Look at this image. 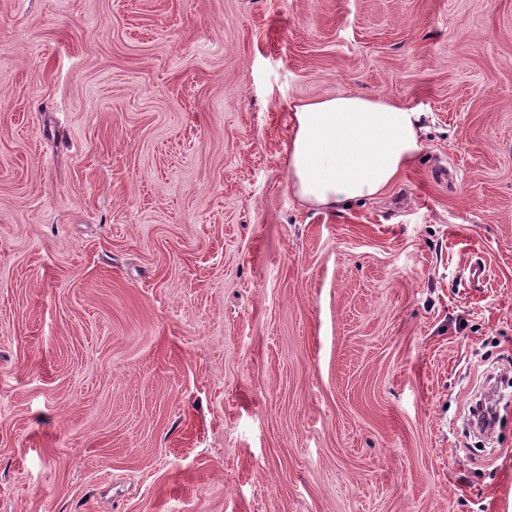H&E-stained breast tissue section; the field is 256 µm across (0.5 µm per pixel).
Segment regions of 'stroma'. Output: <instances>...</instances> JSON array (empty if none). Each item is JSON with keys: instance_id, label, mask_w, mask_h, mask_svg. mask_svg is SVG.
I'll list each match as a JSON object with an SVG mask.
<instances>
[{"instance_id": "stroma-1", "label": "stroma", "mask_w": 512, "mask_h": 512, "mask_svg": "<svg viewBox=\"0 0 512 512\" xmlns=\"http://www.w3.org/2000/svg\"><path fill=\"white\" fill-rule=\"evenodd\" d=\"M343 94L423 148L308 207L291 114ZM492 369L512 0H0V512H512Z\"/></svg>"}]
</instances>
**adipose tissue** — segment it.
Wrapping results in <instances>:
<instances>
[{
	"mask_svg": "<svg viewBox=\"0 0 512 512\" xmlns=\"http://www.w3.org/2000/svg\"><path fill=\"white\" fill-rule=\"evenodd\" d=\"M292 121L289 185L303 203L327 210L384 194L421 151L419 112L376 96L306 102Z\"/></svg>",
	"mask_w": 512,
	"mask_h": 512,
	"instance_id": "adipose-tissue-1",
	"label": "adipose tissue"
}]
</instances>
